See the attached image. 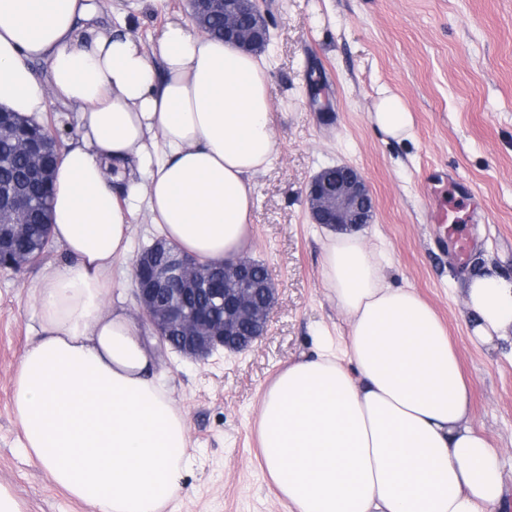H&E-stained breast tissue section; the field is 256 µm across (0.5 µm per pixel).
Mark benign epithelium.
Instances as JSON below:
<instances>
[{
    "mask_svg": "<svg viewBox=\"0 0 512 512\" xmlns=\"http://www.w3.org/2000/svg\"><path fill=\"white\" fill-rule=\"evenodd\" d=\"M224 5V31L234 39L241 40L240 19L244 13L262 15L257 0H213ZM20 146L28 157L32 172H41L45 167V155L41 144L31 138H23ZM28 201L7 187H0V251L3 241L11 237H22L27 233L26 211ZM376 202L360 172L347 165L336 166V194L331 200L311 208V218L316 224H324L336 230L349 226L369 224L373 219ZM157 246H166L167 260L152 268L151 287L133 288V294L144 323L152 330L159 343L170 347L181 356L204 361L218 350L243 352L263 338L270 327L276 304L272 273L266 274L267 290L272 295L270 305L260 326L244 335L237 336L234 343L227 341L237 323L251 316L253 299L257 289L236 288L224 293V281H219L201 268L197 261L161 240ZM255 261L240 258L220 263L223 277L254 266ZM179 282L190 288L208 291L216 307L223 309L222 315L212 311L193 313L181 302L171 285Z\"/></svg>",
    "mask_w": 512,
    "mask_h": 512,
    "instance_id": "7a95c632",
    "label": "benign epithelium"
}]
</instances>
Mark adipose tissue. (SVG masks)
Wrapping results in <instances>:
<instances>
[{
    "instance_id": "ef3b65f1",
    "label": "adipose tissue",
    "mask_w": 512,
    "mask_h": 512,
    "mask_svg": "<svg viewBox=\"0 0 512 512\" xmlns=\"http://www.w3.org/2000/svg\"><path fill=\"white\" fill-rule=\"evenodd\" d=\"M90 0H0V108L38 120L49 98L78 106L61 153L53 235L67 255L37 284L41 334L14 379L27 454L90 512H165L180 494L185 419L156 376L134 318L111 304L112 265L146 207L162 237L208 262L242 256L249 179L276 153L258 56L170 19L152 49L90 29ZM48 64L37 80L29 63ZM371 120L408 139L413 116L388 89ZM145 174L126 199L114 172ZM323 278L350 333L344 349L288 364L257 420L266 473L291 512H497L508 488L498 449L469 416L471 383L433 308L385 280L363 239L330 236ZM461 293L472 343L512 338V278L471 268Z\"/></svg>"
}]
</instances>
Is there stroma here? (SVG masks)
Masks as SVG:
<instances>
[{
    "instance_id": "1",
    "label": "stroma",
    "mask_w": 512,
    "mask_h": 512,
    "mask_svg": "<svg viewBox=\"0 0 512 512\" xmlns=\"http://www.w3.org/2000/svg\"><path fill=\"white\" fill-rule=\"evenodd\" d=\"M95 24L131 32L152 47L185 0H96ZM271 42L264 52L277 152L250 180L248 257L273 273L278 301L266 336L250 350L203 362L170 351L157 373L182 410L190 461L172 512H288L262 466L256 420L263 393L288 363L344 345L349 324L322 274L327 229L311 221L307 190L322 168L348 164L375 201L359 232L383 250L394 286L413 288L448 329L472 383L470 419L501 453L512 486V344H473L459 284L470 264L512 277V0H260ZM412 112L411 139L374 127L379 89ZM456 171L468 193L465 263L448 227L430 221L426 182ZM148 212L133 219L131 256L113 272L129 312L133 255L157 239ZM64 259L51 247L22 272L0 270V485L22 512H89L20 446L14 377L40 333L33 284Z\"/></svg>"
}]
</instances>
